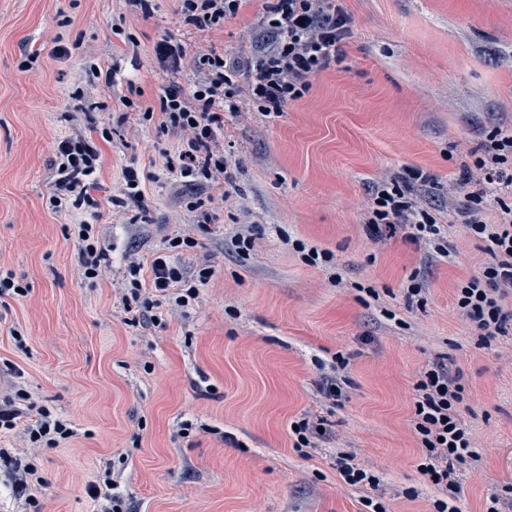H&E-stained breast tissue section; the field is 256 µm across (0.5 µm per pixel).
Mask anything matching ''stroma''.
I'll return each mask as SVG.
<instances>
[{
  "label": "stroma",
  "instance_id": "1",
  "mask_svg": "<svg viewBox=\"0 0 512 512\" xmlns=\"http://www.w3.org/2000/svg\"><path fill=\"white\" fill-rule=\"evenodd\" d=\"M342 4L351 34L308 95L277 117L225 116L233 202L204 224L167 175L146 184L144 209L113 205L125 165L176 148L155 127L117 125L121 98L134 87L153 104L165 82L153 46L167 33L191 54L252 56L266 0H244L212 32L179 28L175 0H155L147 17L124 0H0V269L30 287L0 303V401L22 387L76 432L33 458L0 435V512H94L85 487L107 471L129 512H362L371 493L389 512H432L412 387L439 361L463 377L459 418L475 448L456 467L455 505L512 512V330L482 340L456 302L459 282L491 260L464 225L477 189L464 176L490 131L512 129V0ZM28 52L37 68L24 72ZM114 62V84L89 83L90 65ZM92 123L112 130L94 219L99 283L83 278L65 232L73 215L47 206L57 141ZM409 168L432 180L424 205L446 255L402 227L367 234L376 183ZM244 231L257 242L246 253ZM177 236L196 241L174 256L184 275L206 262L214 276L188 307L126 325L128 257L150 264ZM298 240L329 261L309 265ZM340 356L346 381L331 404L317 381ZM301 418L327 424L310 456L289 432ZM344 454L379 476L376 491L344 483Z\"/></svg>",
  "mask_w": 512,
  "mask_h": 512
}]
</instances>
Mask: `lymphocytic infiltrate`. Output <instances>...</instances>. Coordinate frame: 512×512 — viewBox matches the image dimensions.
I'll list each match as a JSON object with an SVG mask.
<instances>
[{
    "instance_id": "lymphocytic-infiltrate-1",
    "label": "lymphocytic infiltrate",
    "mask_w": 512,
    "mask_h": 512,
    "mask_svg": "<svg viewBox=\"0 0 512 512\" xmlns=\"http://www.w3.org/2000/svg\"><path fill=\"white\" fill-rule=\"evenodd\" d=\"M242 3L177 0V22L199 31L218 30L238 13ZM261 24L272 40L259 45L255 56L245 61L213 49L191 56L182 41L169 35L161 37L154 46V57L168 80L154 104L145 106L128 97L123 100L142 123L156 124L159 133L178 136L179 146L174 154L165 155L163 166L185 186H212L228 180L229 159L219 144L225 113L238 112L241 100L246 99L257 111L278 115L303 98L311 90L314 77L336 62L342 42L350 34L351 20L339 0H269ZM240 77L248 86L244 98L236 83ZM109 138V130L104 129L96 138L67 136L58 141L55 154L59 171L49 198L54 212L98 209L95 193L102 167L98 143ZM511 163L512 133L491 131L482 155L475 160L486 187L512 186V174L506 171ZM403 182L400 188L384 184L376 187L366 222L368 233L407 226L411 240L416 242L433 232L435 219L418 209L407 194L410 188L427 187L429 176L412 170ZM466 227L488 241L493 260L478 274L460 282L457 305L482 335L505 333V324L512 317L503 306L505 298L512 296V207L502 206L493 223L486 222L478 208L469 207ZM72 235L84 277L102 279V251L93 224L80 221ZM141 270L139 262L129 263V293L148 311L166 300L188 306L213 275L207 266L198 270L194 280H187L168 253L152 260L150 284H143ZM413 389L415 431L423 453L419 470L435 486L454 487V466L465 461L471 446L457 413L464 388L441 363L424 372ZM29 400L28 393L20 389L0 404V433L23 430L33 447L47 449L61 447L74 436L70 423L46 407H36L34 415L24 416L22 406Z\"/></svg>"
}]
</instances>
